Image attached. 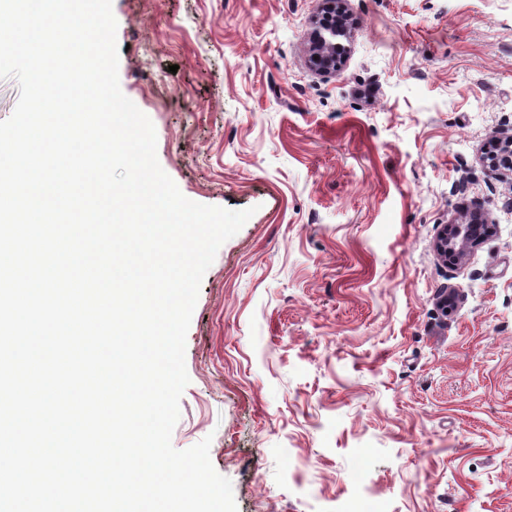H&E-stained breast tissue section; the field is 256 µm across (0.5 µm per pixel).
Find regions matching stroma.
Here are the masks:
<instances>
[{
    "mask_svg": "<svg viewBox=\"0 0 512 512\" xmlns=\"http://www.w3.org/2000/svg\"><path fill=\"white\" fill-rule=\"evenodd\" d=\"M344 6L319 72L321 0H112L162 169L253 211L202 279L172 445L211 438L238 512H512V182L480 160L512 133V0ZM474 212L493 235L445 264ZM324 7L322 12L328 7L325 15L319 19L318 27L312 35V63L313 67L321 72L336 70L338 60L336 59V50L341 48L336 38L346 36L352 28L354 22L350 14L347 13L348 23L341 27L336 25V21H332L328 17V12L336 7V0H322ZM326 18V19H325ZM317 56V59H314ZM493 224L483 214H472L445 224L435 249L449 262L459 261L465 250L477 245L493 232Z\"/></svg>",
    "mask_w": 512,
    "mask_h": 512,
    "instance_id": "35a3bbf8",
    "label": "stroma"
}]
</instances>
